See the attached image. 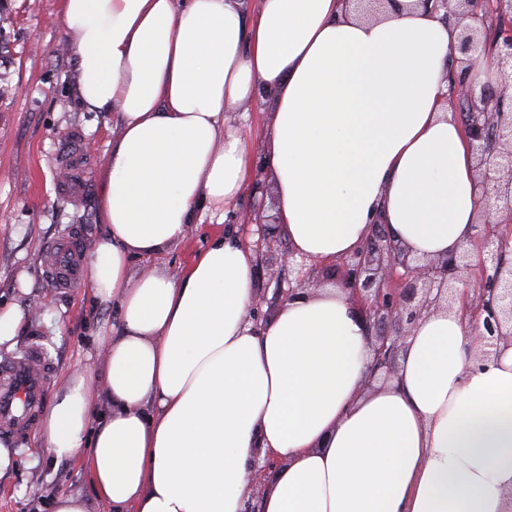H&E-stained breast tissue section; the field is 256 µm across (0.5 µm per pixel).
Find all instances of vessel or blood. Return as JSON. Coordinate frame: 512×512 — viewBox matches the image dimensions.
Segmentation results:
<instances>
[{"instance_id":"b4317fda","label":"vessel or blood","mask_w":512,"mask_h":512,"mask_svg":"<svg viewBox=\"0 0 512 512\" xmlns=\"http://www.w3.org/2000/svg\"><path fill=\"white\" fill-rule=\"evenodd\" d=\"M43 268L53 287H81L84 278L86 243L81 236L67 235L47 249ZM53 366L42 347L30 345L21 355L0 362V432L26 433L36 422L51 385Z\"/></svg>"}]
</instances>
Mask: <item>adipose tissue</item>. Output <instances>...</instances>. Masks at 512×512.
<instances>
[{
  "instance_id": "obj_1",
  "label": "adipose tissue",
  "mask_w": 512,
  "mask_h": 512,
  "mask_svg": "<svg viewBox=\"0 0 512 512\" xmlns=\"http://www.w3.org/2000/svg\"><path fill=\"white\" fill-rule=\"evenodd\" d=\"M58 5L74 96L115 126L88 273L120 320L49 403L43 447L112 512H242L258 452L282 461L260 512H504L512 346L476 366L462 301L417 321L373 383L342 289L254 326L253 248L219 239L182 273H131L245 192L250 143L225 119L263 91L264 167L296 256L336 261L378 219L419 256L467 245L481 203L448 108L457 22L422 0L372 19L354 0Z\"/></svg>"
}]
</instances>
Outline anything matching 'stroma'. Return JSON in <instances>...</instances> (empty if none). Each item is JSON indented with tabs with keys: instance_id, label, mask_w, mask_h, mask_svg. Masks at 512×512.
Instances as JSON below:
<instances>
[{
	"instance_id": "35a3bbf8",
	"label": "stroma",
	"mask_w": 512,
	"mask_h": 512,
	"mask_svg": "<svg viewBox=\"0 0 512 512\" xmlns=\"http://www.w3.org/2000/svg\"><path fill=\"white\" fill-rule=\"evenodd\" d=\"M57 0H0V304H20L32 316L12 350L42 345L54 367L51 391L97 350L101 328L117 323L116 306L102 307L89 287L50 286L42 275L47 245L75 231L93 241L100 228L99 182L110 139L111 118L88 112L73 98L74 64ZM80 143L90 185L81 200L60 192L59 157ZM258 201L246 192L223 218L203 216L192 236L166 253L142 257L135 271L153 266L182 273L215 239L235 242L246 229L238 211ZM15 465L0 477V512H52L57 496L89 492V476L74 460L55 461L39 448L36 432L15 442Z\"/></svg>"
}]
</instances>
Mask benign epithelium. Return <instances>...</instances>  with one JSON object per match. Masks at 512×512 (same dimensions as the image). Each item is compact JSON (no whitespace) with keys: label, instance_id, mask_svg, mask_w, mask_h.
Listing matches in <instances>:
<instances>
[{"label":"benign epithelium","instance_id":"benign-epithelium-1","mask_svg":"<svg viewBox=\"0 0 512 512\" xmlns=\"http://www.w3.org/2000/svg\"><path fill=\"white\" fill-rule=\"evenodd\" d=\"M445 10V17L458 20L461 37L455 52L461 70L455 77L454 96L464 106L460 113L464 135L475 154V186L484 203L482 221L470 246L433 259L420 260L398 243L389 225H372L363 246L349 256L325 265L322 276L336 280L348 291L363 319L372 347L369 373L395 372L397 357L413 325L424 315L466 299L468 311L477 319L474 343L478 359L497 354L500 346L512 345V263L503 259L509 238L500 226L512 223V0H424ZM497 26V82L477 90L469 71L478 57L479 36L488 15ZM237 221L257 226L258 239L250 244L260 264L270 268L277 262L297 266V279L286 288L275 289V299L290 301L304 291L305 261L294 253L276 258L270 242L273 235L260 205L240 212ZM480 253L472 266L470 247ZM281 461L267 453L256 456L247 477L250 496L243 512H255L254 500L262 497L266 482Z\"/></svg>","mask_w":512,"mask_h":512}]
</instances>
